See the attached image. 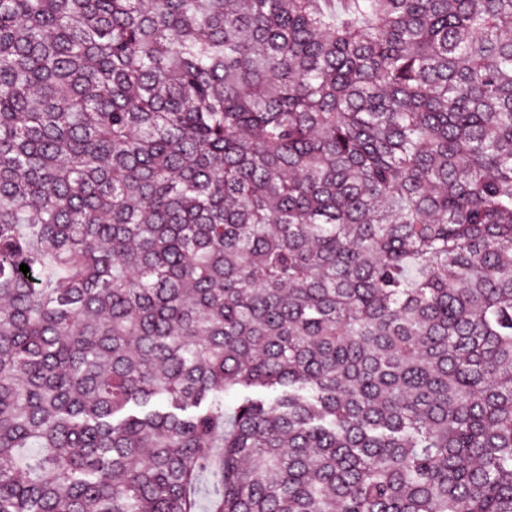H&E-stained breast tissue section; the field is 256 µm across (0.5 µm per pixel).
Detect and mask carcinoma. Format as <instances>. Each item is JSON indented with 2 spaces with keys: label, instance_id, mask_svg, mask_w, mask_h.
<instances>
[{
  "label": "carcinoma",
  "instance_id": "cac0c4a2",
  "mask_svg": "<svg viewBox=\"0 0 512 512\" xmlns=\"http://www.w3.org/2000/svg\"><path fill=\"white\" fill-rule=\"evenodd\" d=\"M329 2L0 0V512H512V0Z\"/></svg>",
  "mask_w": 512,
  "mask_h": 512
}]
</instances>
